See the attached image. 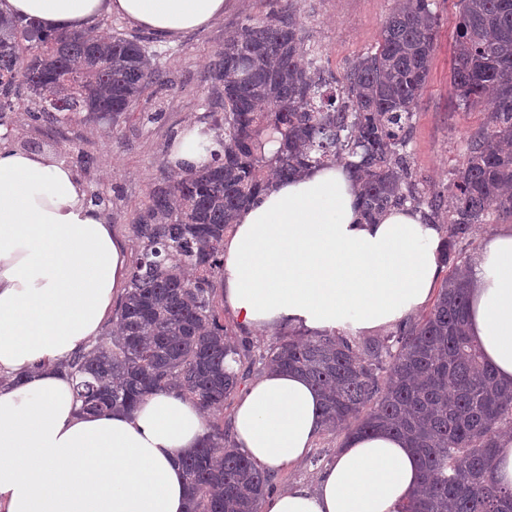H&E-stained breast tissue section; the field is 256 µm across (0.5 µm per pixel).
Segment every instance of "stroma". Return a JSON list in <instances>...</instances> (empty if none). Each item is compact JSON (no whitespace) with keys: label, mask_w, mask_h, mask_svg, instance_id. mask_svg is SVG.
<instances>
[{"label":"stroma","mask_w":512,"mask_h":512,"mask_svg":"<svg viewBox=\"0 0 512 512\" xmlns=\"http://www.w3.org/2000/svg\"><path fill=\"white\" fill-rule=\"evenodd\" d=\"M396 2L292 0L308 45L321 54L326 70L336 77L375 46ZM434 2L439 17L436 50L407 147L413 172L429 191L446 189L466 140L482 132L489 120L488 107L464 106L452 85L458 0ZM270 8L269 0H229L223 18L209 27L174 40L154 39V48L165 53L164 80L150 89L147 100L127 113L118 127L80 118L36 123L20 107L8 114L0 133L5 134L9 147L44 150L74 168L87 196L104 197L103 212L111 215L128 253H135L139 242L132 220L168 171L173 141L188 123L212 121L205 103L209 60L237 25L250 17L265 16ZM154 112L159 115L155 121L150 118ZM345 436L342 428L320 433L303 462L274 474L276 491L315 488Z\"/></svg>","instance_id":"1"}]
</instances>
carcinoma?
I'll return each instance as SVG.
<instances>
[{
    "label": "carcinoma",
    "instance_id": "1",
    "mask_svg": "<svg viewBox=\"0 0 512 512\" xmlns=\"http://www.w3.org/2000/svg\"><path fill=\"white\" fill-rule=\"evenodd\" d=\"M459 4L453 88L467 105L494 98L448 184V273L433 305L382 338L279 336L267 352L269 366L304 375L320 392L323 431H387L416 450L422 486L405 512H512V487L495 477L500 435L512 428V386L498 382L469 335V259L458 249L489 210L512 217V0ZM432 5L400 0L376 45L340 80L325 75L289 2L224 39L208 64L214 97L206 99L223 111L214 129L224 153L202 170L173 172L134 217L140 249L112 327L67 364L83 412L133 410L173 389L209 414L251 373L253 359L227 339L214 296L224 232L271 178L344 163L366 220L404 206L439 215L444 195L420 190L407 151L436 48ZM154 56L146 40L117 31L47 33L0 18V126L22 102L37 121L64 112L116 126L162 80ZM182 467L187 512H259L274 491L269 472L217 421Z\"/></svg>",
    "mask_w": 512,
    "mask_h": 512
}]
</instances>
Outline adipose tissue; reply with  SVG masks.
Returning a JSON list of instances; mask_svg holds the SVG:
<instances>
[{"label": "adipose tissue", "mask_w": 512, "mask_h": 512, "mask_svg": "<svg viewBox=\"0 0 512 512\" xmlns=\"http://www.w3.org/2000/svg\"><path fill=\"white\" fill-rule=\"evenodd\" d=\"M227 0H0V13L44 30L117 14L163 38L204 29ZM224 144L189 125L174 170L210 165ZM443 233L393 208L366 221L348 169L329 165L269 184L224 241L223 299L248 331L305 336L394 326L426 307L442 271ZM129 274L124 241L74 170L46 151H0V512H186L182 456L208 417L174 390L131 412L81 413L61 362L100 332ZM470 335L512 383V230L486 239L470 265ZM234 441L258 467L297 465L317 436L319 394L302 375L267 371L239 398ZM420 484L414 449L395 435L349 437L315 489L267 498L264 512H403Z\"/></svg>", "instance_id": "adipose-tissue-1"}]
</instances>
